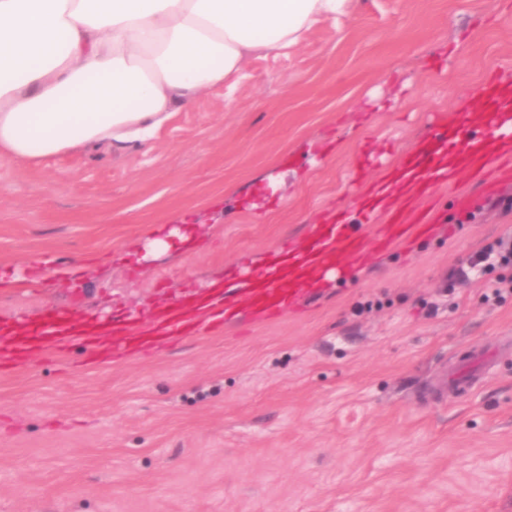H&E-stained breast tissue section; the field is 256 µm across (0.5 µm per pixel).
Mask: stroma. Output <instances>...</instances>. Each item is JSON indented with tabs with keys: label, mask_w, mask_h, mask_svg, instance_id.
I'll list each match as a JSON object with an SVG mask.
<instances>
[{
	"label": "stroma",
	"mask_w": 512,
	"mask_h": 512,
	"mask_svg": "<svg viewBox=\"0 0 512 512\" xmlns=\"http://www.w3.org/2000/svg\"><path fill=\"white\" fill-rule=\"evenodd\" d=\"M233 92L177 112L152 149L0 158V327L61 310L147 324L185 294L232 295L267 257L345 216L456 129L492 74L512 86V0H354ZM324 277L301 312L88 366L0 373V512H512V183ZM161 228L165 246L153 244ZM465 393L441 374L471 353ZM503 241L498 240L493 244L488 245L482 253L472 263L473 267L482 263H486L484 267L493 268L494 262L497 264H511L512 263V246L503 248Z\"/></svg>",
	"instance_id": "obj_1"
}]
</instances>
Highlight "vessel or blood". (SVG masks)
<instances>
[{
	"instance_id": "vessel-or-blood-1",
	"label": "vessel or blood",
	"mask_w": 512,
	"mask_h": 512,
	"mask_svg": "<svg viewBox=\"0 0 512 512\" xmlns=\"http://www.w3.org/2000/svg\"><path fill=\"white\" fill-rule=\"evenodd\" d=\"M497 103L493 95L484 99L490 112L481 133L471 134L464 128L438 133L429 152L401 162L390 185L374 191L360 211L361 221L368 220L375 209L387 211L386 222L372 225L369 235L361 234L359 224L317 225L306 249L272 258L265 283L251 285L222 306L204 301L189 309L173 308L152 318L138 332L126 325L90 332L81 322L60 314L42 318L27 335L0 336V369L16 370L34 352L46 359L60 358L75 344L81 346L88 363L115 362L135 352L149 353L159 342L177 343L194 336L202 324L230 322L242 306L265 319L296 306L307 288L305 281L294 277L292 266L348 269L364 257L366 247L383 251L428 235L430 213L419 207V200L432 197L439 186L463 173L482 175L487 195L512 182V163L503 161L512 154V116L497 111Z\"/></svg>"
}]
</instances>
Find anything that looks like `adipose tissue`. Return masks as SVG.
<instances>
[{
  "label": "adipose tissue",
  "instance_id": "adipose-tissue-1",
  "mask_svg": "<svg viewBox=\"0 0 512 512\" xmlns=\"http://www.w3.org/2000/svg\"><path fill=\"white\" fill-rule=\"evenodd\" d=\"M351 0H0V157L147 148Z\"/></svg>",
  "mask_w": 512,
  "mask_h": 512
}]
</instances>
